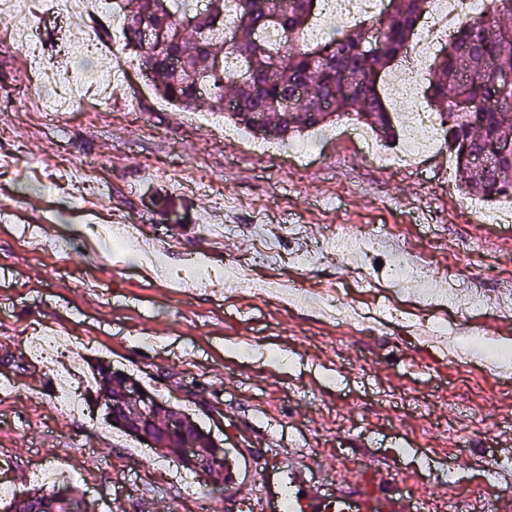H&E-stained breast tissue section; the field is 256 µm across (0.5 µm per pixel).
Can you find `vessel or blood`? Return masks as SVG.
Here are the masks:
<instances>
[{"label": "vessel or blood", "instance_id": "1", "mask_svg": "<svg viewBox=\"0 0 512 512\" xmlns=\"http://www.w3.org/2000/svg\"><path fill=\"white\" fill-rule=\"evenodd\" d=\"M319 467L317 459L289 452L291 483L287 504L276 503L269 477L263 473L254 486L243 490L242 496L251 501L254 512H427V502L403 491L391 471L373 473L349 490H331L310 483L308 472ZM502 468L504 487L489 496L478 489L469 490L459 499L462 512H470L476 501L480 502L482 512H512V463L503 462Z\"/></svg>", "mask_w": 512, "mask_h": 512}]
</instances>
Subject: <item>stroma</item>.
<instances>
[{
  "label": "stroma",
  "instance_id": "1",
  "mask_svg": "<svg viewBox=\"0 0 512 512\" xmlns=\"http://www.w3.org/2000/svg\"><path fill=\"white\" fill-rule=\"evenodd\" d=\"M36 22L0 14V379L11 383L0 392V449L19 466L16 492L50 490L33 469L50 455L84 468L71 488L97 512H246L234 492L104 422L94 393L85 412L57 409L59 381L28 348L47 333L82 341L71 388L109 362L211 430L239 473L274 469L287 480L292 448L320 460L317 483L393 464L431 512L468 483H496L512 385L481 363L426 350L423 326H463L466 316L448 303L422 306L390 279L400 251L486 298L512 293V224L463 218L470 197L447 150L408 172L317 129L303 135L316 150L306 167L219 146L223 115L199 107V123L189 122L191 112L143 85L138 58L120 46L100 63L123 60L134 92L49 121L11 40ZM73 33L70 23L47 28L43 63L94 70L96 60L65 54ZM83 166L91 176L73 182L70 170ZM129 220L138 237L124 254L93 249L92 226ZM218 224L235 231L215 234ZM367 226L381 238L369 257L331 248L333 233ZM61 239L67 252L53 248ZM302 253L309 263L299 264ZM288 281L391 311L371 333L336 324L315 303L275 299L272 287ZM452 475L460 484L449 485Z\"/></svg>",
  "mask_w": 512,
  "mask_h": 512
}]
</instances>
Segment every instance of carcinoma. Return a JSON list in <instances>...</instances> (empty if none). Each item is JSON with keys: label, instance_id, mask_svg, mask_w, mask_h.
<instances>
[{"label": "carcinoma", "instance_id": "carcinoma-1", "mask_svg": "<svg viewBox=\"0 0 512 512\" xmlns=\"http://www.w3.org/2000/svg\"><path fill=\"white\" fill-rule=\"evenodd\" d=\"M493 21L460 25L455 37L434 54L426 90L435 104L449 153L485 140L512 139V85L499 72L512 68V0H492ZM122 13L124 49L141 62L143 75L169 103L205 106L263 139L281 142L323 127L340 114H352L380 139L392 141L396 129L374 86L407 49L425 12V0H388L387 18L375 29L355 25L357 34L309 40L306 33L320 0H236V19L224 24L226 0H207L184 27L175 0H114ZM264 26L278 28L282 40L259 38ZM374 44L375 53L360 51ZM238 60L235 72L227 58ZM234 85L226 92L224 81ZM459 185L483 199L512 197V163L503 159L476 173L456 169ZM97 399L112 416L109 401L119 396L124 375L102 363L93 371ZM129 435L162 437L153 422L126 419ZM6 512H90L70 490L14 496Z\"/></svg>", "mask_w": 512, "mask_h": 512}]
</instances>
